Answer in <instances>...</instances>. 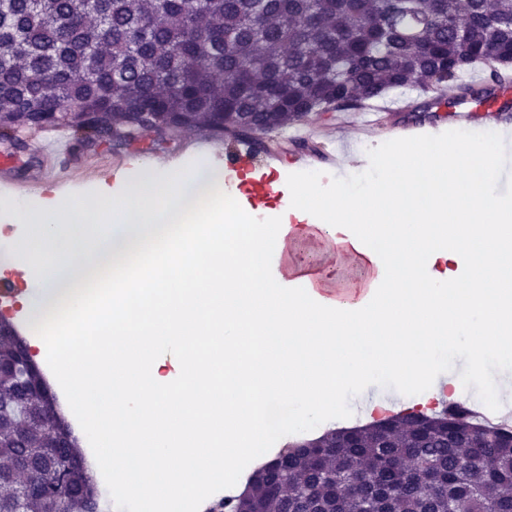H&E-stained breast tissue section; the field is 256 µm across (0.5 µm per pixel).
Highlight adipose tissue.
Here are the masks:
<instances>
[{"label":"adipose tissue","mask_w":512,"mask_h":512,"mask_svg":"<svg viewBox=\"0 0 512 512\" xmlns=\"http://www.w3.org/2000/svg\"><path fill=\"white\" fill-rule=\"evenodd\" d=\"M501 149L463 138L442 161L429 142H408L366 188L305 181L289 222L253 224L239 211L237 231L218 224L206 237L186 218L223 184L215 168L151 164L120 194L37 195L16 210L27 233L5 254L32 274L21 302L58 344L92 470L111 473L114 495L139 512H151L145 484L164 479L180 512L231 465L229 446L261 433L249 393L287 399L294 425L369 373L410 385L446 342L479 362L512 358L499 347L512 336V216L487 192ZM465 180L474 193L462 205L448 191ZM320 195L325 221L308 223ZM308 235L327 244L314 264L294 259ZM269 249L286 261L276 278L262 264ZM140 264L152 299L137 305L122 279ZM220 372L233 385L217 386Z\"/></svg>","instance_id":"ef3b65f1"}]
</instances>
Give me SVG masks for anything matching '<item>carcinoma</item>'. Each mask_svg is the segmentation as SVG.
<instances>
[{
	"label": "carcinoma",
	"mask_w": 512,
	"mask_h": 512,
	"mask_svg": "<svg viewBox=\"0 0 512 512\" xmlns=\"http://www.w3.org/2000/svg\"><path fill=\"white\" fill-rule=\"evenodd\" d=\"M512 77V0H0V139L67 126L76 144L128 140L142 112L255 139L309 112L398 91L483 100ZM73 104L103 112L89 128ZM243 113L226 121V113ZM0 324V512H101L78 437L38 366ZM57 443L47 458L40 449ZM512 512V432L448 410L406 411L294 442L210 512Z\"/></svg>",
	"instance_id": "1"
}]
</instances>
